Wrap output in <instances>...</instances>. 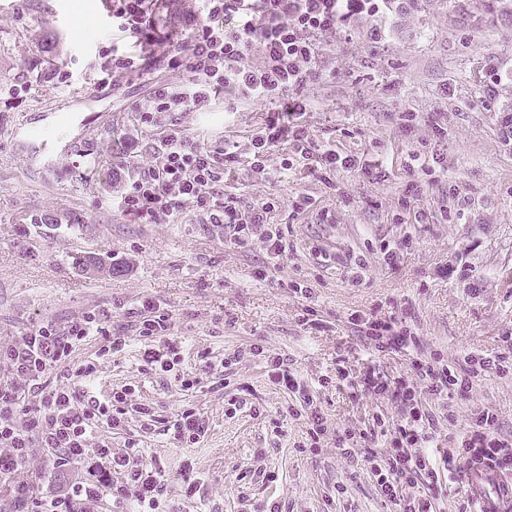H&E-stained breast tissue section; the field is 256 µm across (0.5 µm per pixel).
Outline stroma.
I'll return each instance as SVG.
<instances>
[{
    "instance_id": "obj_1",
    "label": "stroma",
    "mask_w": 512,
    "mask_h": 512,
    "mask_svg": "<svg viewBox=\"0 0 512 512\" xmlns=\"http://www.w3.org/2000/svg\"><path fill=\"white\" fill-rule=\"evenodd\" d=\"M80 28L95 37H77ZM318 42L305 128L313 143L380 167L327 178L285 171L290 148L281 144L269 178L244 167L228 177L224 191L242 210L277 204L271 221L288 253L272 266L260 241L231 244L217 224L134 223L113 203L130 181L111 178L116 139L135 142L143 164L174 128L246 155L268 103L143 124L129 105L147 84H97L101 48L136 47L113 26L108 0H0V340L107 313L129 349L102 357L104 341L94 338L71 363L99 359V397L134 386L126 426L99 434L116 450L141 442L164 466L176 512H268L274 502L287 512H395L363 461L341 454L338 436L392 424L398 412L352 381L371 366L407 374L416 356L464 374L471 354L499 357L512 336V141L502 134L512 117V13L472 0H381ZM58 64L70 84L47 83ZM303 195L314 208L293 210ZM403 239L410 246L397 268L382 267L381 241ZM87 252L112 257L123 273L79 275L75 260ZM298 283L310 297L295 293ZM146 297L166 303L182 347L168 372L143 367L149 343L131 309ZM357 310L405 322L420 340L417 355L368 348L349 322ZM253 343L287 358L315 390L332 427L319 445L298 400L268 382L263 360L222 367ZM186 376L193 388L182 387ZM421 402L440 421V451L456 446L479 410L495 414L498 435L512 436V368L489 369L465 396L425 393ZM143 404L152 417L138 414ZM186 408L206 427L191 446L170 430ZM187 460L202 483L193 498L184 495ZM265 470L277 482H263Z\"/></svg>"
}]
</instances>
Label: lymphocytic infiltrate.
<instances>
[{"instance_id":"lymphocytic-infiltrate-1","label":"lymphocytic infiltrate","mask_w":512,"mask_h":512,"mask_svg":"<svg viewBox=\"0 0 512 512\" xmlns=\"http://www.w3.org/2000/svg\"><path fill=\"white\" fill-rule=\"evenodd\" d=\"M158 0H112V21L118 29L149 37L164 28L163 52L146 55L115 51L106 54L100 72L103 82L117 80L150 82L156 70L182 74L180 84L150 82L151 92L132 102L144 123H156L176 109L206 111L217 92L248 100L280 101V109L268 113L260 134L251 144L246 159L236 152L210 149L187 141L172 132L153 147V159L138 167L129 191L119 206L124 215L142 224L158 219L181 221L192 218L198 224H221L231 241L244 244L254 230H262L261 241L271 261H279L288 243L279 228L268 220L270 203L241 211L234 195L224 193V175L231 166L246 164L257 178L269 174L273 147L286 143L292 158L284 169L299 164L310 172L352 170L362 167L361 158L336 149L315 146L301 122L310 107L303 87L317 72L319 56L316 38L335 31L351 17L376 9L377 0H198L197 6L169 18L157 11ZM258 51L259 65L245 61L250 51ZM139 337L164 342L165 351L145 350L146 366L171 370L180 360V350L172 341V320L159 301L147 298L135 309ZM351 324L359 327L375 350L415 349L417 340L407 327L396 326L375 313L354 312ZM105 337L108 351L119 353L128 345L127 337L109 334L105 318L97 313L83 315L64 329L38 325L21 341L0 343V477L11 479L12 512H72L74 502L92 504L112 495L128 512H159L168 495V477L163 467L143 461L138 441H126L113 450L106 440H95L100 427L123 425L132 393L124 388L107 400L94 391L99 366L90 361L70 369L74 347L88 339ZM251 354L264 356L270 383L303 397L304 416L314 441H321L330 425L307 388L286 359L252 345ZM470 371L459 374L453 367L415 359L410 375L388 378L368 369L358 387L367 396H388L395 402L400 420L390 434L386 452L374 449L377 430L347 436L341 452L361 455L374 478L380 495L396 512H435L436 501L449 489L460 488L468 465L477 459L512 471V439L497 434L495 416L476 413L457 448L442 458H433L430 443L440 422L423 407L420 395H464L473 378L490 368L481 356H470ZM59 371L61 381L48 385L46 377ZM47 452L51 470L49 481L68 478L65 490L34 499L30 480L19 478L34 449ZM88 474L71 478L78 466Z\"/></svg>"}]
</instances>
